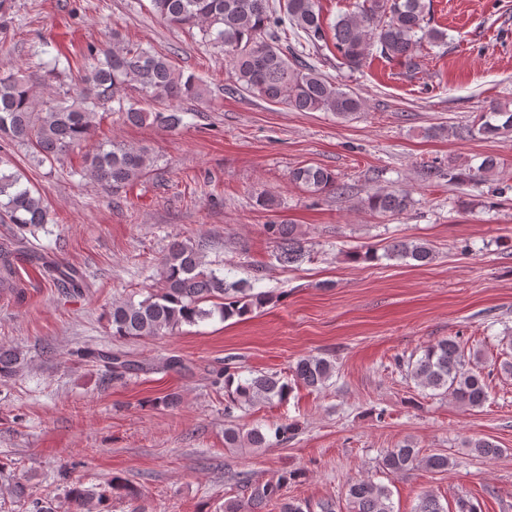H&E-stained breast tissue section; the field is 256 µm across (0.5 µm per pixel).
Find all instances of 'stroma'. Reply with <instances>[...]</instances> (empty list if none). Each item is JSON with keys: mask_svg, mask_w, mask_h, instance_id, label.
<instances>
[{"mask_svg": "<svg viewBox=\"0 0 512 512\" xmlns=\"http://www.w3.org/2000/svg\"><path fill=\"white\" fill-rule=\"evenodd\" d=\"M431 23L447 31L448 43L420 54L412 72L375 55L352 71L334 48H307L319 72L364 101L362 111L339 117L228 94L223 49L157 17L150 0H6L0 74L31 75L36 99L59 86L44 77L53 59L83 60L116 33L169 56L209 94L183 102L173 132L104 116L88 150L115 140L154 157L145 175L119 188L80 176V155L39 165L24 146H0L43 195L50 218L35 237L0 223V247L13 251L21 284L0 287V348L19 362L15 376L0 380V512H13L9 490L18 482L66 506L64 469L69 484L88 488L118 476L140 490L133 501L110 497L105 512H220L225 499L240 496L241 475L262 485L287 470L303 476L283 488L284 498L330 500L338 512H347L348 484L360 477L387 485L395 512H414L426 492L448 508L464 498L478 512H512V377L500 371L512 360L502 342L512 330V138L467 133L479 112L512 102V0H431ZM488 156L498 162L495 174L449 181V166ZM300 166L332 171L348 193L308 195L289 180ZM378 189L408 191L410 207L396 216L360 208ZM263 196L275 197L278 209L259 206ZM273 220L302 231L310 254L299 264L276 260L263 231ZM176 238L201 244L211 267L258 276L274 302L245 320L114 337L112 303L158 288V260ZM406 238L430 244L434 260L384 258L390 241ZM367 246L379 260H350ZM46 262L82 271L83 295L65 294ZM449 336L480 354L473 368L488 385L483 407L433 395L398 364ZM86 347L126 352L140 370L115 378L78 357ZM307 355L335 364L326 386H300L283 402L235 413L248 428L295 422L293 438L227 451L214 372L285 374ZM168 357L184 370L164 369ZM171 393L179 405L159 406ZM471 438L495 442L500 455H471ZM407 439L422 454H446L451 468L383 472L381 453Z\"/></svg>", "mask_w": 512, "mask_h": 512, "instance_id": "obj_1", "label": "stroma"}]
</instances>
